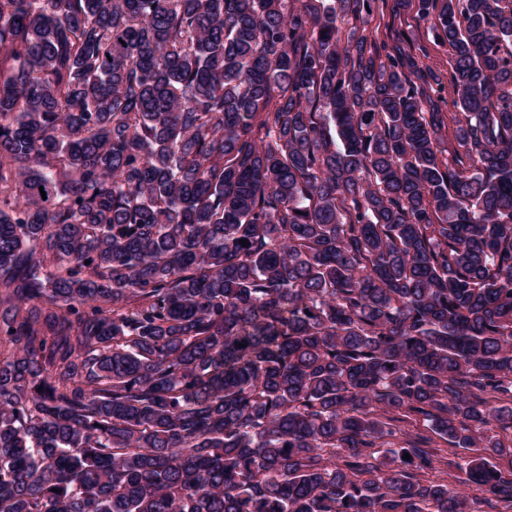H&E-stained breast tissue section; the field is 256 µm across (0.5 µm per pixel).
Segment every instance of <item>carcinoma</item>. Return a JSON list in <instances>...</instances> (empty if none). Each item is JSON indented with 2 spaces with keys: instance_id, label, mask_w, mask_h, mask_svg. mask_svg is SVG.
<instances>
[{
  "instance_id": "obj_1",
  "label": "carcinoma",
  "mask_w": 512,
  "mask_h": 512,
  "mask_svg": "<svg viewBox=\"0 0 512 512\" xmlns=\"http://www.w3.org/2000/svg\"><path fill=\"white\" fill-rule=\"evenodd\" d=\"M0 53V512H512V0H0ZM414 10L407 8L401 17L396 19L394 27L404 30L415 47L416 53L421 57L422 61L427 64L431 70L442 79L445 86V95L450 99L453 95L452 87L449 83V54L448 46L442 45L441 41L433 29L429 25L419 24L414 19ZM419 49H422L423 52ZM423 53L426 57H423Z\"/></svg>"
}]
</instances>
